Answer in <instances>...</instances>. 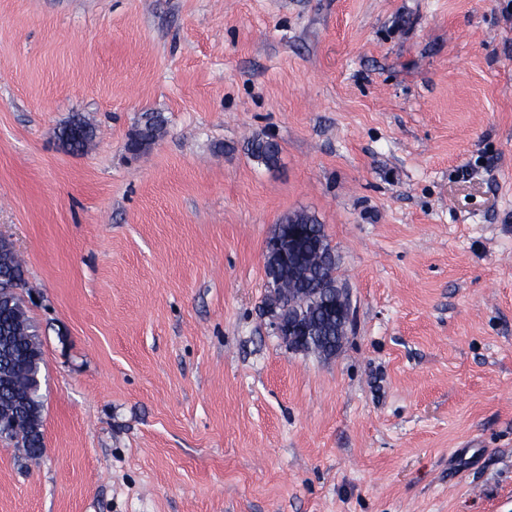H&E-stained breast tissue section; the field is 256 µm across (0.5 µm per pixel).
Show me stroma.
<instances>
[{"mask_svg": "<svg viewBox=\"0 0 512 512\" xmlns=\"http://www.w3.org/2000/svg\"><path fill=\"white\" fill-rule=\"evenodd\" d=\"M298 212L329 358L266 314ZM0 238L45 444L0 512H512V0H0ZM164 120L160 114L145 113L140 125L128 140L127 149L133 153L141 151L154 143L163 132ZM137 141L130 146L131 142ZM246 151L250 158L269 169L276 167L280 162V145L270 136H252L246 142ZM292 216L301 217L303 219V247L307 252L314 253L320 238L325 234L323 224H319L315 217L305 213L294 214ZM278 232L266 244L265 253L270 252L279 257L287 258V249L294 247L299 234V224H276ZM4 276L10 277L11 279L14 278L16 280V283L12 286L13 289H2L0 288V301H1V295L6 294L5 298L10 299L11 296L17 297L18 289L16 288H22V262L19 256L15 253L13 247L5 242H0V283L1 285L4 284ZM336 272V263H328L325 261L314 262L312 266V274L307 281H291L288 278L284 279L280 286L276 288H283L286 293L295 292L300 293L306 288H313L312 283L324 279H334Z\"/></svg>", "mask_w": 512, "mask_h": 512, "instance_id": "1", "label": "stroma"}]
</instances>
